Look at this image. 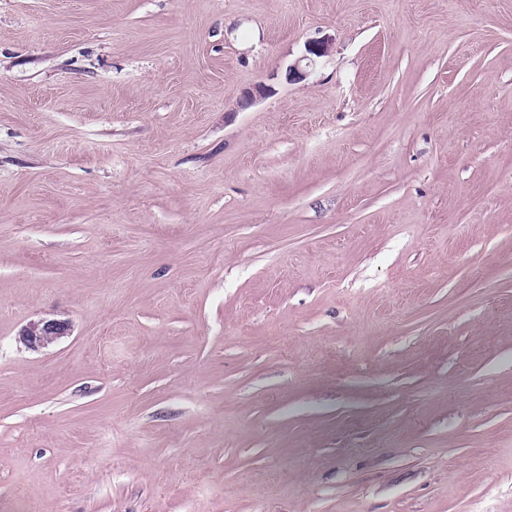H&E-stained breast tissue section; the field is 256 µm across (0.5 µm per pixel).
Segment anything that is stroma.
Here are the masks:
<instances>
[{"label": "stroma", "instance_id": "obj_1", "mask_svg": "<svg viewBox=\"0 0 512 512\" xmlns=\"http://www.w3.org/2000/svg\"><path fill=\"white\" fill-rule=\"evenodd\" d=\"M0 512H512V0H0ZM68 334V324L55 319H41L25 326L20 339L28 348L38 349L49 346Z\"/></svg>", "mask_w": 512, "mask_h": 512}]
</instances>
